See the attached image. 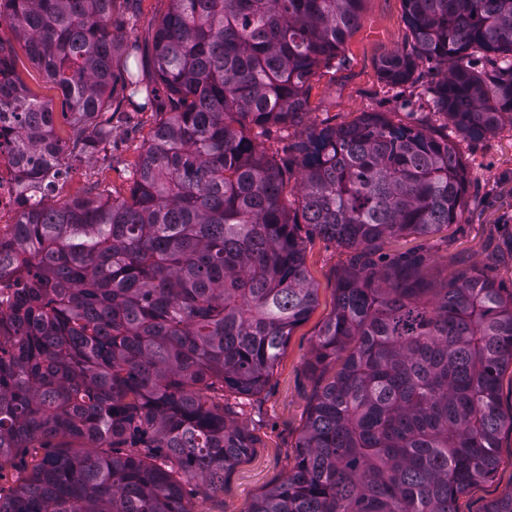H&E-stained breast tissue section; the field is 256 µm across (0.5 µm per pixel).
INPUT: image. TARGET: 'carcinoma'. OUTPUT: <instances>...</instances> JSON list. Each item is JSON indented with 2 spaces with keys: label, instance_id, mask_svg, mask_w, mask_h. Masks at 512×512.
I'll return each mask as SVG.
<instances>
[{
  "label": "carcinoma",
  "instance_id": "carcinoma-1",
  "mask_svg": "<svg viewBox=\"0 0 512 512\" xmlns=\"http://www.w3.org/2000/svg\"><path fill=\"white\" fill-rule=\"evenodd\" d=\"M364 0H169L156 21V87L117 85L116 0H0L55 106L0 43V137L14 142L23 209L0 242L22 274L0 347V472L33 465L0 512H195L183 477L224 490L252 441L224 393L273 374L316 290L297 226L353 252L309 362L324 373L295 467L247 512H455L494 478L512 365V293L489 265L427 281L424 257L381 265L377 244L458 224L456 148L379 114L305 132L281 156L250 135L297 125L310 80L343 50ZM412 48L381 79L443 69L436 109L471 140L512 124V0H404ZM483 52L488 79L472 66ZM158 119L129 198L49 202L70 156L102 152L123 102ZM291 187L297 200H285Z\"/></svg>",
  "mask_w": 512,
  "mask_h": 512
}]
</instances>
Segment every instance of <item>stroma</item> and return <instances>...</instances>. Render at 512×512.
Masks as SVG:
<instances>
[{
	"label": "stroma",
	"mask_w": 512,
	"mask_h": 512,
	"mask_svg": "<svg viewBox=\"0 0 512 512\" xmlns=\"http://www.w3.org/2000/svg\"><path fill=\"white\" fill-rule=\"evenodd\" d=\"M169 0H143L130 37L142 50L131 58L135 72L150 70L148 48L156 16ZM404 0H364L359 26L348 37L336 62L320 68L310 81L309 108L300 124L275 125L258 141L262 147L283 149L300 134L324 124L345 125L370 112L393 121L421 125L454 134L452 123L435 113L431 88L440 74L433 62L420 60L415 86L393 87L380 77L382 58L411 44L404 24ZM155 125L149 112H132L112 123V157L83 156L68 160L54 202L83 195L102 186L112 196L126 198L134 185V163ZM467 169V206L460 223L431 236L404 235L381 241L377 258L425 255V278L435 279L491 264L501 287L512 290V125H502L479 142L456 140ZM308 276L316 289V303L297 325L263 391L254 397L228 396L234 420L254 439L250 454L224 477L223 490H206L196 478L184 488L196 512H247L252 500L292 471L298 441L307 423L313 396L321 384L308 362L318 334L336 307V276L349 266L351 252L334 241L299 225ZM512 492V429L499 434L498 466L493 480L471 485L456 503L457 512H486L497 498Z\"/></svg>",
	"instance_id": "1"
}]
</instances>
